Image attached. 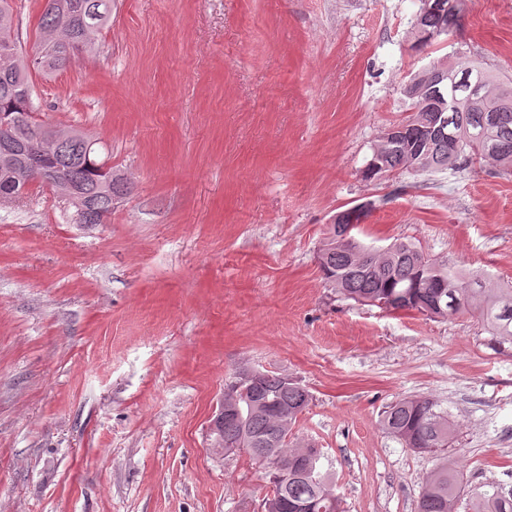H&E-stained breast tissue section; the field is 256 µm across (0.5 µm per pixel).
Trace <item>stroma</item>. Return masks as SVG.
<instances>
[{"instance_id": "stroma-1", "label": "stroma", "mask_w": 512, "mask_h": 512, "mask_svg": "<svg viewBox=\"0 0 512 512\" xmlns=\"http://www.w3.org/2000/svg\"><path fill=\"white\" fill-rule=\"evenodd\" d=\"M418 0H114L97 55L33 74L39 119L98 139L132 183L101 224L39 182L0 202V512H261L265 469L210 449L241 366L310 394L343 512H416L435 453L379 421L433 399L469 486L512 489V345L469 314L341 298L318 250L370 201L360 243L401 239L512 284V173L368 180L403 89L467 51L512 83V0H468L416 52Z\"/></svg>"}]
</instances>
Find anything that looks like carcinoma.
<instances>
[{
  "label": "carcinoma",
  "instance_id": "obj_1",
  "mask_svg": "<svg viewBox=\"0 0 512 512\" xmlns=\"http://www.w3.org/2000/svg\"><path fill=\"white\" fill-rule=\"evenodd\" d=\"M451 21L442 14L414 20L411 49L422 51L440 41L436 33ZM112 25V0H46L39 20L33 55L19 40V20L9 0H0V202L19 196L21 184L38 178L53 190H76L85 211L81 223L101 224L112 214V200L131 193L121 175L102 172L92 138L77 129L71 139L56 144L48 137L56 127L34 119L39 111L31 71L45 76L65 71L76 51L93 52L99 36ZM475 61L460 51L447 65L464 81ZM482 88L471 96L459 88L452 111L445 113L455 139L427 133L435 115L426 69L404 88L410 112L390 128L405 134L388 148L380 136L365 177L414 170L422 173L462 171L475 163L512 170V86L481 70ZM319 267L330 287L363 305L416 311L445 319L461 313L476 315L500 344H512V288L479 272L456 271L432 259L417 245L395 241L384 248L340 239L332 224L319 249ZM309 403V393L284 374L265 373L246 393L224 394L230 418L209 434L213 444L245 453L267 469L272 485L267 497L271 512H342L335 480L323 469L321 453L302 446L293 426ZM380 425L384 431L419 452L447 448L456 433L448 415L426 396L402 399L388 407ZM468 512H512V495L497 489H466L463 473L450 456L439 458L423 479L418 512H458L462 497Z\"/></svg>",
  "mask_w": 512,
  "mask_h": 512
}]
</instances>
